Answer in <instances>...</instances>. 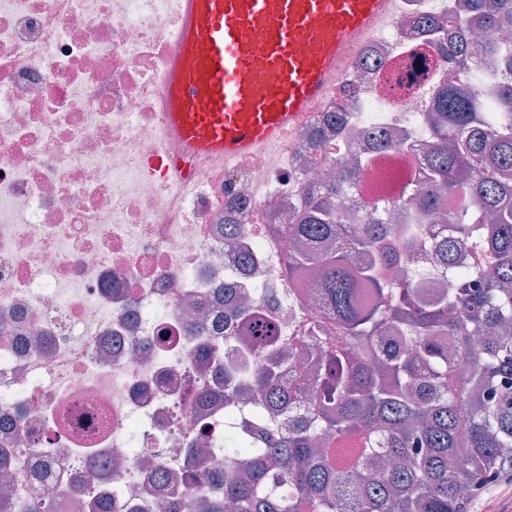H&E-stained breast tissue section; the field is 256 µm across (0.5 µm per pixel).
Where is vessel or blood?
Segmentation results:
<instances>
[{"mask_svg":"<svg viewBox=\"0 0 512 512\" xmlns=\"http://www.w3.org/2000/svg\"><path fill=\"white\" fill-rule=\"evenodd\" d=\"M400 0H181L167 134L227 163L278 147Z\"/></svg>","mask_w":512,"mask_h":512,"instance_id":"vessel-or-blood-1","label":"vessel or blood"}]
</instances>
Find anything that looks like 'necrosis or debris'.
Wrapping results in <instances>:
<instances>
[{"instance_id":"1","label":"necrosis or debris","mask_w":512,"mask_h":512,"mask_svg":"<svg viewBox=\"0 0 512 512\" xmlns=\"http://www.w3.org/2000/svg\"><path fill=\"white\" fill-rule=\"evenodd\" d=\"M179 0H0V512L41 498L83 512H161L191 494L197 439L224 445L223 318L214 292L238 274L224 213L244 200L254 266L245 288L277 289L280 331L323 317L308 280H284L285 226L301 196L351 157L371 153L340 189L355 215L396 202L429 147L369 149L353 130L425 120L450 68L415 17L448 18V0H403L381 60L336 71L327 98L294 127L276 164H230L182 152L163 134L162 75ZM343 110L321 152L313 128ZM190 170L179 188L173 163Z\"/></svg>"}]
</instances>
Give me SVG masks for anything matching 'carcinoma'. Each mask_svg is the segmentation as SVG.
Instances as JSON below:
<instances>
[{
	"label": "carcinoma",
	"instance_id": "carcinoma-1",
	"mask_svg": "<svg viewBox=\"0 0 512 512\" xmlns=\"http://www.w3.org/2000/svg\"><path fill=\"white\" fill-rule=\"evenodd\" d=\"M454 8L441 52L462 66L476 44L495 56V100L507 110L485 111L478 91L452 80L437 93L425 177L410 204L431 217L453 201L454 237L373 220L342 239L337 187L356 178L367 154L307 195L286 225L303 247L288 248L282 270L290 281L314 270L329 315L284 338L246 292L224 284L236 324L224 365V467L195 474L194 496L166 500L165 512H465L512 471V49L495 38L512 23V0ZM389 233L413 250L429 246L454 287L416 269L389 284L379 245ZM462 249L467 269L455 267ZM300 345L318 349L313 386L294 368ZM264 350L288 357V374L252 370ZM350 436L361 456L343 467L327 448Z\"/></svg>",
	"mask_w": 512,
	"mask_h": 512
}]
</instances>
